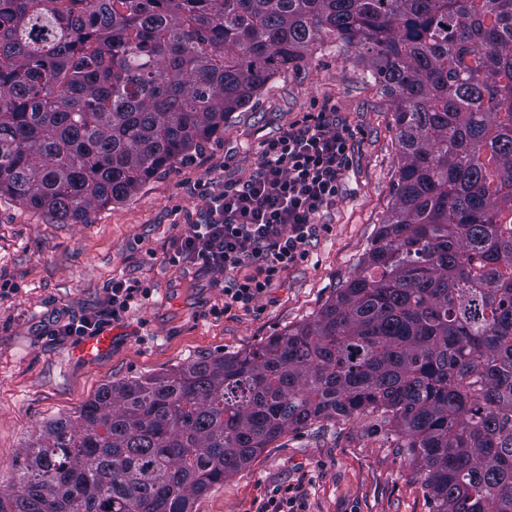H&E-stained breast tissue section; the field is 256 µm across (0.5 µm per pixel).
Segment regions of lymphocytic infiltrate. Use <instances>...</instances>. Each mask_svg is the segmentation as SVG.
<instances>
[{
  "instance_id": "lymphocytic-infiltrate-1",
  "label": "lymphocytic infiltrate",
  "mask_w": 512,
  "mask_h": 512,
  "mask_svg": "<svg viewBox=\"0 0 512 512\" xmlns=\"http://www.w3.org/2000/svg\"><path fill=\"white\" fill-rule=\"evenodd\" d=\"M347 157L343 130L323 112L267 141L257 172L209 194L200 220L174 237L165 263L231 275L225 309L249 308L303 258L316 215L336 203ZM150 295V289L113 281L100 312L69 318L57 333L96 335L120 320L135 297Z\"/></svg>"
}]
</instances>
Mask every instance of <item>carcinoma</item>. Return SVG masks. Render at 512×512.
<instances>
[{"label": "carcinoma", "instance_id": "1", "mask_svg": "<svg viewBox=\"0 0 512 512\" xmlns=\"http://www.w3.org/2000/svg\"><path fill=\"white\" fill-rule=\"evenodd\" d=\"M393 97V203L312 320L113 384L0 512H192L290 430L371 413L432 512H512V0H0V197L60 224L196 150L322 37Z\"/></svg>", "mask_w": 512, "mask_h": 512}]
</instances>
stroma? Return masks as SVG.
I'll return each instance as SVG.
<instances>
[{
	"instance_id": "obj_1",
	"label": "stroma",
	"mask_w": 512,
	"mask_h": 512,
	"mask_svg": "<svg viewBox=\"0 0 512 512\" xmlns=\"http://www.w3.org/2000/svg\"><path fill=\"white\" fill-rule=\"evenodd\" d=\"M328 112L348 161L334 208L321 211L306 256L251 308L224 307V277L165 265L170 238L194 222L207 194L244 179L265 142ZM392 99L355 46L325 40L275 75L223 130L148 178L87 224H60L0 197V486L26 443L50 421L77 416L114 383L160 374L204 356L243 353L311 320L353 276L392 202L399 163ZM150 288L149 300L111 325V348L86 360L76 339L52 333L101 310L113 280ZM295 499L299 512H431L417 463L370 415L288 431L248 466L195 500L193 512H264Z\"/></svg>"
}]
</instances>
